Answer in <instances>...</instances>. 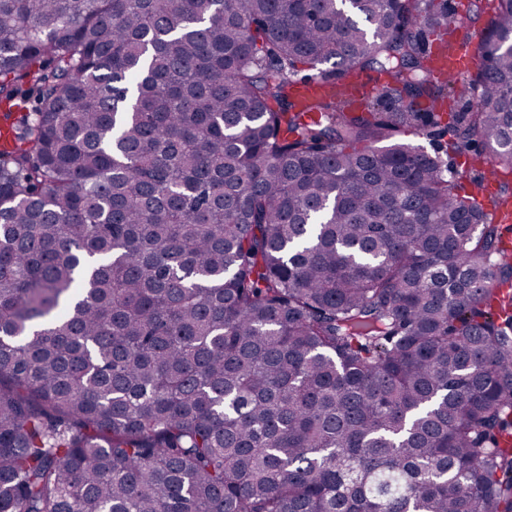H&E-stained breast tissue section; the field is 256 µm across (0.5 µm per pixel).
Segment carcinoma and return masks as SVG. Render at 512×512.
Segmentation results:
<instances>
[{"label":"carcinoma","instance_id":"obj_1","mask_svg":"<svg viewBox=\"0 0 512 512\" xmlns=\"http://www.w3.org/2000/svg\"><path fill=\"white\" fill-rule=\"evenodd\" d=\"M489 9L443 84L448 0H0V512H512ZM479 45L478 36L473 35L469 40L450 49L448 54L437 53L435 72L440 76H466L467 71L477 64ZM385 79V76L383 78H376V76L372 77L370 75L361 76L353 78L349 83L343 85L336 84V86L316 79H310L299 81L294 85L292 94L298 101L303 103L317 97L335 95L336 99L344 103L360 105L367 102L372 96L371 101L375 100V93L380 90Z\"/></svg>","mask_w":512,"mask_h":512}]
</instances>
